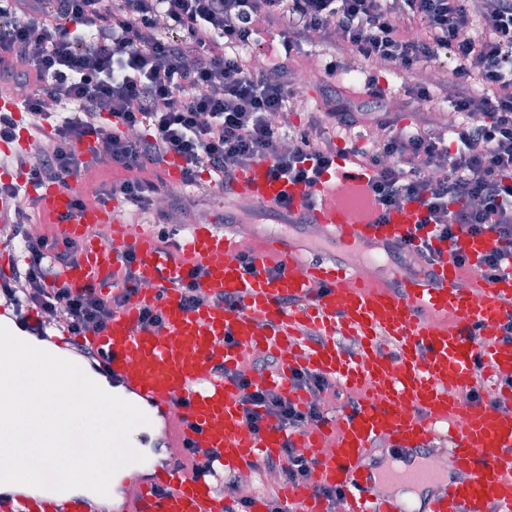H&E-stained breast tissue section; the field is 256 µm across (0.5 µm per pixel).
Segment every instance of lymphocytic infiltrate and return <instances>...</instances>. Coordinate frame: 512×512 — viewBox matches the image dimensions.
<instances>
[{"mask_svg":"<svg viewBox=\"0 0 512 512\" xmlns=\"http://www.w3.org/2000/svg\"><path fill=\"white\" fill-rule=\"evenodd\" d=\"M315 39L336 48L322 67L325 80L335 79L343 57L367 62L365 97L330 89L295 126L294 78ZM383 70L407 77L400 107L379 83ZM0 81L26 87L23 103L36 118L35 151L0 158L28 181L66 186L102 165L112 184L94 191L97 204L119 198L132 215L153 209L165 221L183 207L179 196L157 206L171 156L197 201L231 191L260 160L274 178L308 188L344 164L370 171L365 192L378 215L418 204L416 237L384 250L394 262L423 269L456 252L461 237L490 233L496 245L480 260L482 277L512 273V0H0ZM415 103L447 104L458 120L446 133L407 127L401 110ZM358 127L362 145L351 136ZM11 239L25 257L0 298L20 313L39 310L41 328L103 330L141 286L130 254L117 294L71 288L58 273L78 259L79 245L52 231L31 233L24 211ZM278 367L267 352L252 359L250 373L229 378L252 433L273 425L289 436L259 470L299 484L314 461L290 436L323 421L332 384L295 370L293 387L310 395L301 406L254 383Z\"/></svg>","mask_w":512,"mask_h":512,"instance_id":"obj_1","label":"lymphocytic infiltrate"}]
</instances>
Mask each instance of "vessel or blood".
I'll return each instance as SVG.
<instances>
[{
	"mask_svg": "<svg viewBox=\"0 0 512 512\" xmlns=\"http://www.w3.org/2000/svg\"><path fill=\"white\" fill-rule=\"evenodd\" d=\"M0 112L12 113L17 124L12 140H0V153L27 150L19 98L0 95ZM269 168L259 161L242 171L234 195L269 208L290 197L342 245L400 244L420 221L414 204L381 218L359 201H329L332 193H359L368 181L364 172L338 168L312 190L273 178ZM0 182L26 185L47 223L58 225L62 238L81 242L78 260L61 271L72 288L108 294L125 254H135L142 286L105 329L76 336L58 328L45 341L87 360L92 373L121 388L150 419L136 443L163 458L125 481L112 502L67 494L38 501L20 490L0 494V512H225L214 483L183 468L190 449H212L221 468L239 471L279 455L288 439L315 461L308 482L283 492L296 512H323L324 487L342 490L345 512H512V389H500L498 407L459 399L476 367L499 381L512 377V344L499 340L512 315V275L489 282L478 271L493 238L461 239L467 267L446 255L430 273L399 271L372 284L336 261L304 260L292 242L274 235L255 254L256 262L279 264V274L268 277L232 259L235 244L215 225H192L163 249L152 232L126 224L114 204L77 207L73 190L27 184L25 174L12 169L0 167ZM99 224L111 225L110 240L89 236ZM188 257L204 266L197 287L212 298L195 310L184 307L175 286ZM223 295L235 297V305L220 304ZM147 307L161 313L162 329L142 323ZM344 334L358 340L355 356L338 348L336 338ZM257 347L281 360L263 387L293 395L291 371L305 367L358 390L355 404L290 438L274 426L254 435L243 421L237 385L215 368L238 370ZM381 438L402 470L366 466ZM444 453L455 459V474L435 495L440 474L432 461ZM393 481L404 482L407 497H385L383 486Z\"/></svg>",
	"mask_w": 512,
	"mask_h": 512,
	"instance_id": "b4317fda",
	"label": "vessel or blood"
}]
</instances>
